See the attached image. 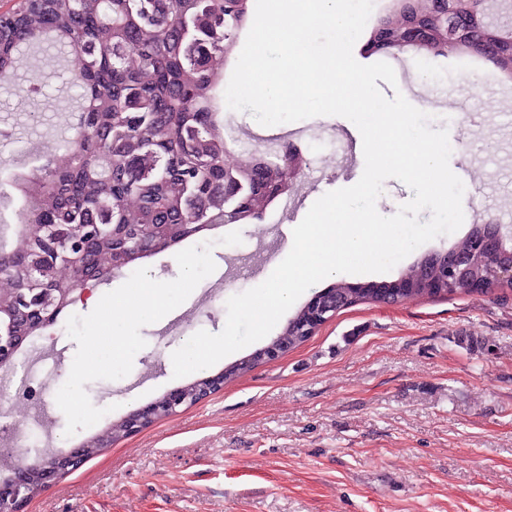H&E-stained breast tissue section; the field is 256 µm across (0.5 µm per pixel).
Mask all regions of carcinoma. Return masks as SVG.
<instances>
[{"label":"carcinoma","instance_id":"cac0c4a2","mask_svg":"<svg viewBox=\"0 0 512 512\" xmlns=\"http://www.w3.org/2000/svg\"><path fill=\"white\" fill-rule=\"evenodd\" d=\"M465 22L460 40L446 39L448 15ZM251 17L250 0H19L0 18V80L12 79L19 50L38 47L50 31L81 59L72 84L79 89L84 132L65 141V157L13 178L22 199L21 222L33 225L29 243L0 250V268L15 270L24 254L37 257L48 236L84 247L93 282L112 280L133 248L159 253L218 224L259 220L288 193L306 166L299 153H258L230 166L219 87L239 33ZM512 14L492 20L483 0H410L379 19L365 52L397 55L418 35L428 55L490 53L503 80L512 82ZM512 231L473 224L452 247L465 272L452 279L425 255L399 279L375 288L339 282L321 290L341 311L361 304L469 295L512 288L498 278L512 265V245L495 255L477 248L481 236ZM303 306L277 339L293 350L310 339ZM127 437L125 420L111 422L83 442L92 459Z\"/></svg>","mask_w":512,"mask_h":512}]
</instances>
